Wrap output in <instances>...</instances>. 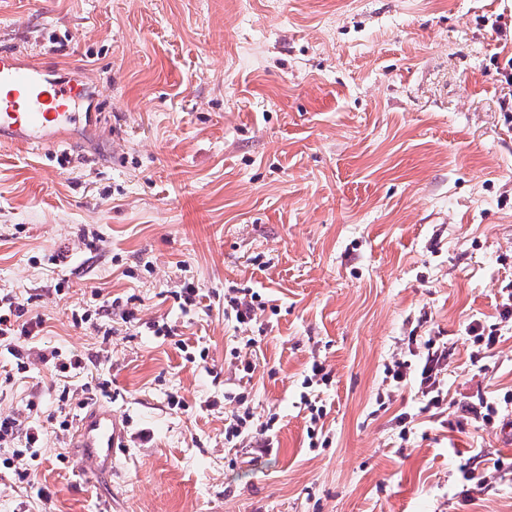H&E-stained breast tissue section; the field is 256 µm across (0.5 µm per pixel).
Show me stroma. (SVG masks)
<instances>
[{
	"label": "stroma",
	"instance_id": "obj_1",
	"mask_svg": "<svg viewBox=\"0 0 512 512\" xmlns=\"http://www.w3.org/2000/svg\"><path fill=\"white\" fill-rule=\"evenodd\" d=\"M3 47L91 90L62 147H0V296L44 319L0 390L45 434L30 512H512V0H0ZM230 288L266 304L249 327ZM471 323L501 333L480 365ZM412 336L448 347L443 412L385 375ZM51 350L86 369L54 378ZM58 386L126 419L111 473L81 471ZM239 393L272 447L226 444ZM264 303L258 293L249 289H231L228 294L224 293V316L233 313L238 324H249L254 320L255 309L263 307L264 310Z\"/></svg>",
	"mask_w": 512,
	"mask_h": 512
}]
</instances>
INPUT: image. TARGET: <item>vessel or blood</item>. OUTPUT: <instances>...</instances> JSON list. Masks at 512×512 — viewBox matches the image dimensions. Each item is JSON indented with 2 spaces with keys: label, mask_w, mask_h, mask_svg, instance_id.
<instances>
[{
  "label": "vessel or blood",
  "mask_w": 512,
  "mask_h": 512,
  "mask_svg": "<svg viewBox=\"0 0 512 512\" xmlns=\"http://www.w3.org/2000/svg\"><path fill=\"white\" fill-rule=\"evenodd\" d=\"M87 91L82 79L48 78L39 62L24 54L0 51V144L33 149L72 125L75 109ZM125 438L122 421L110 406L91 405L77 421L73 445L87 473L112 470Z\"/></svg>",
  "instance_id": "b4317fda"
}]
</instances>
